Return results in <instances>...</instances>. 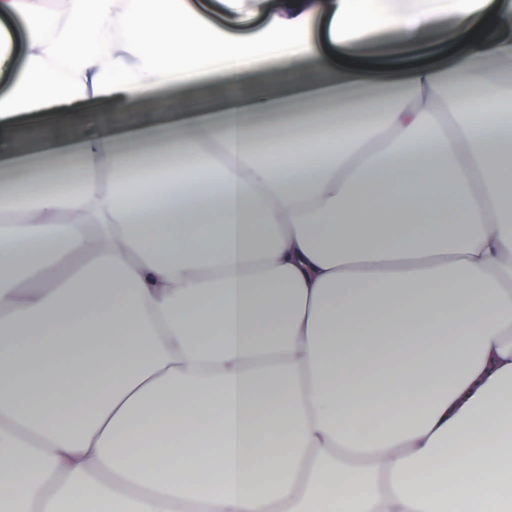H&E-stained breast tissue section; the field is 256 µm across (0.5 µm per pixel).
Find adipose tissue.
<instances>
[{
  "label": "adipose tissue",
  "mask_w": 512,
  "mask_h": 512,
  "mask_svg": "<svg viewBox=\"0 0 512 512\" xmlns=\"http://www.w3.org/2000/svg\"><path fill=\"white\" fill-rule=\"evenodd\" d=\"M402 60L375 123L249 125L242 71L343 98L385 61L331 34L431 17L283 0L263 30L189 0H0V149L203 79L224 107L135 175L87 128L0 184V512H512V8ZM446 113H438V106Z\"/></svg>",
  "instance_id": "obj_1"
}]
</instances>
